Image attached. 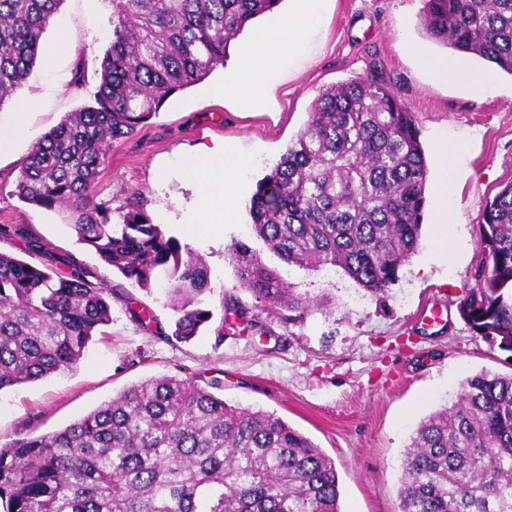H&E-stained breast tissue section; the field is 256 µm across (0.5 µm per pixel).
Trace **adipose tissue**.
I'll return each instance as SVG.
<instances>
[{
  "label": "adipose tissue",
  "instance_id": "obj_1",
  "mask_svg": "<svg viewBox=\"0 0 512 512\" xmlns=\"http://www.w3.org/2000/svg\"><path fill=\"white\" fill-rule=\"evenodd\" d=\"M293 2L288 16L257 29L250 43L231 57L224 84L217 87V94H236L238 101L246 106L262 100L267 85L285 62L302 54L321 18L323 0ZM402 49L414 55L419 65L436 80L465 85L474 95H483L492 83L485 72L466 69L454 60L427 56L410 43H403ZM228 154L224 145L205 146L191 164L201 182V208L210 224H230L236 217L235 164Z\"/></svg>",
  "mask_w": 512,
  "mask_h": 512
}]
</instances>
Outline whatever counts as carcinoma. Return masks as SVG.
I'll return each instance as SVG.
<instances>
[{"label": "carcinoma", "mask_w": 512, "mask_h": 512, "mask_svg": "<svg viewBox=\"0 0 512 512\" xmlns=\"http://www.w3.org/2000/svg\"><path fill=\"white\" fill-rule=\"evenodd\" d=\"M112 40L94 101L45 132L14 195L71 206L77 242L138 287L167 286L171 336L187 342L213 313L210 271L162 224L140 192L114 208L93 188L112 140L131 137L175 92L224 65L230 43L280 0H110ZM63 0H0V105L33 67ZM433 42L512 75V0H425ZM428 165L413 112L379 75L324 89L279 161L257 182L251 228L289 265L338 267L382 299L418 250ZM47 257L37 267L0 251V391L75 365L112 323L104 275L58 254L29 224L0 225ZM482 264L458 311L473 335L512 353V183L486 202ZM230 257L239 286L288 317L316 306L244 241ZM230 328L256 316L221 299ZM219 325L217 335H224ZM174 376L123 389L52 433L0 443L5 512H340L335 466L273 412L237 407ZM401 512H512V374L482 371L457 401L418 425L403 459Z\"/></svg>", "instance_id": "carcinoma-1"}]
</instances>
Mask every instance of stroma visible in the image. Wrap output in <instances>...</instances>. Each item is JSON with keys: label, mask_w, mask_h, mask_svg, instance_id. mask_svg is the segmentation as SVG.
Here are the masks:
<instances>
[{"label": "stroma", "mask_w": 512, "mask_h": 512, "mask_svg": "<svg viewBox=\"0 0 512 512\" xmlns=\"http://www.w3.org/2000/svg\"><path fill=\"white\" fill-rule=\"evenodd\" d=\"M423 6L424 0H326L301 60L273 79L265 104L245 110L235 98L212 96V85L224 78L219 67L167 100L138 134L110 145L95 193L118 206L139 191L153 222L204 258L213 287L207 306L220 312L222 294H233L257 315L264 333L221 338L209 326L190 341L171 339L174 313L162 284L149 292L124 284L76 243L67 207L46 210L14 196L32 141L0 154V225H31L59 252L124 287L112 301L105 335L94 337L74 367L0 392L1 441L62 430L145 379L176 376L203 386L215 378L226 402L276 413L321 448L336 468L341 512H400L404 452L420 421L451 403L466 377L512 372V358L473 336L457 311L482 257L478 226L485 202L512 183V75L427 39ZM111 14L110 0H63L28 77L0 105V124L27 99L28 122L39 136L89 104L110 42ZM404 40L489 73L492 88L477 98L465 86L433 81L401 49ZM377 69L415 115L429 167L427 199H434L441 177L434 137L466 141L452 169L447 243H440L437 225L424 223L417 253L381 303L339 268L311 271L282 262L252 237L248 214L257 181L296 139L320 91ZM217 142L234 147L245 162L236 174L239 216L234 224L204 226L200 185L184 164ZM237 240L249 241L285 282L324 301V308L291 321L261 310L238 286L228 252ZM439 298L446 302L441 318L420 329V315ZM144 309L153 317L146 325L132 317Z\"/></svg>", "instance_id": "1"}]
</instances>
